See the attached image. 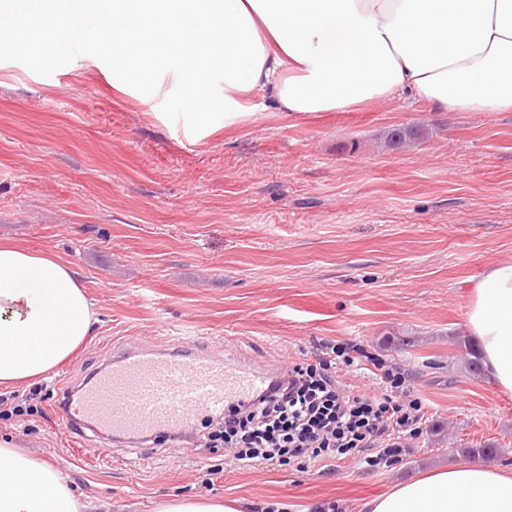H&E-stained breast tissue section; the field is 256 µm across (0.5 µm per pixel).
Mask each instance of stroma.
Wrapping results in <instances>:
<instances>
[{
  "mask_svg": "<svg viewBox=\"0 0 512 512\" xmlns=\"http://www.w3.org/2000/svg\"><path fill=\"white\" fill-rule=\"evenodd\" d=\"M423 139L389 147L394 128ZM0 240L63 256L98 313L78 355L16 390L0 439L39 454L112 512L174 496L362 501L490 445L512 468V398L465 366L466 293L512 262V111L443 112L409 97L248 122L197 141L112 87L111 72L53 52L0 63ZM223 343L257 362L366 348L405 373L419 434L379 468L241 467L221 448L100 447L63 420L67 391L134 341Z\"/></svg>",
  "mask_w": 512,
  "mask_h": 512,
  "instance_id": "stroma-1",
  "label": "stroma"
}]
</instances>
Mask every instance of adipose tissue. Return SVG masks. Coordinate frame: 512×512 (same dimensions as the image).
Returning a JSON list of instances; mask_svg holds the SVG:
<instances>
[{
    "label": "adipose tissue",
    "instance_id": "1",
    "mask_svg": "<svg viewBox=\"0 0 512 512\" xmlns=\"http://www.w3.org/2000/svg\"><path fill=\"white\" fill-rule=\"evenodd\" d=\"M90 66L197 140L256 107L333 112L410 95L436 109H512V0H10L0 59L45 45ZM181 109L164 111L169 97ZM97 314L68 262L0 243V387L43 378ZM485 383L512 397V263L466 296ZM59 469L0 441V512H97ZM359 512H512V472L452 465L395 484Z\"/></svg>",
    "mask_w": 512,
    "mask_h": 512
}]
</instances>
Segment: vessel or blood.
Instances as JSON below:
<instances>
[{"instance_id": "vessel-or-blood-1", "label": "vessel or blood", "mask_w": 512, "mask_h": 512, "mask_svg": "<svg viewBox=\"0 0 512 512\" xmlns=\"http://www.w3.org/2000/svg\"><path fill=\"white\" fill-rule=\"evenodd\" d=\"M284 364H251L236 353L188 347L177 355L142 345L122 352L70 398L62 412L101 439L134 445L166 433L179 440L195 415L220 412L286 374Z\"/></svg>"}]
</instances>
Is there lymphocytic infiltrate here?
Listing matches in <instances>:
<instances>
[{
    "label": "lymphocytic infiltrate",
    "mask_w": 512,
    "mask_h": 512,
    "mask_svg": "<svg viewBox=\"0 0 512 512\" xmlns=\"http://www.w3.org/2000/svg\"><path fill=\"white\" fill-rule=\"evenodd\" d=\"M380 393L346 389L338 366H353L347 350L326 348L314 362L293 365L286 379L266 392L229 405L204 435V448L224 447L243 466L361 458L370 467L400 455V440L416 436L425 418L400 369L374 356Z\"/></svg>",
    "instance_id": "1"
}]
</instances>
